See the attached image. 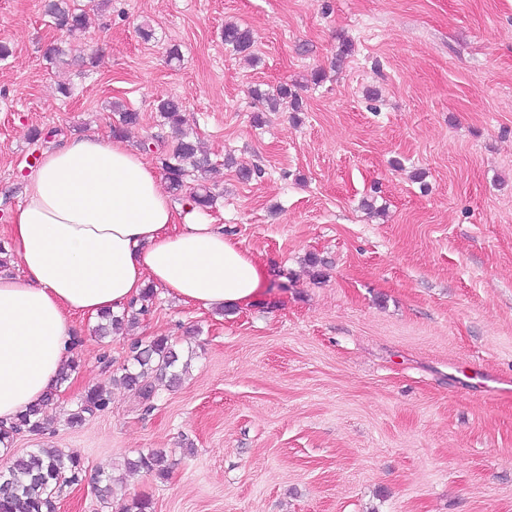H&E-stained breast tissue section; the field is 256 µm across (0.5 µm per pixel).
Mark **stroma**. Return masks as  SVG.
Masks as SVG:
<instances>
[{"label":"stroma","mask_w":512,"mask_h":512,"mask_svg":"<svg viewBox=\"0 0 512 512\" xmlns=\"http://www.w3.org/2000/svg\"><path fill=\"white\" fill-rule=\"evenodd\" d=\"M228 21L256 62L225 46ZM0 42L1 244L44 150L30 129L103 133L118 102L157 165L172 137L156 101L172 97L213 165L210 215L265 274L244 307L160 288L126 334L77 319L50 428L17 435L0 467L80 458L89 480L58 512H115L91 482L106 466L117 501L153 512H512V0H112L70 45L95 64L71 66L46 59L62 36L41 0H0ZM281 84L301 111L252 94ZM159 336L193 353L180 386L148 404L115 385L107 411L68 423ZM160 448L167 479L125 471Z\"/></svg>","instance_id":"35a3bbf8"}]
</instances>
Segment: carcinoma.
<instances>
[{"mask_svg": "<svg viewBox=\"0 0 512 512\" xmlns=\"http://www.w3.org/2000/svg\"><path fill=\"white\" fill-rule=\"evenodd\" d=\"M44 13L53 19L57 29L66 37L75 39L87 25V13L75 0H44ZM224 45L238 55L252 56L253 40L250 30L236 23L224 24ZM257 98L275 111L284 101H290L293 111L299 112L302 102L286 85L276 89L254 90ZM112 110L119 114V125L112 133H122V127L137 123L138 114L112 104ZM156 111L167 123L175 137V144L162 159V167L174 198L183 194L187 182H192L190 199L198 207L213 205L216 194L205 184L209 163L198 155L196 142L183 129V107L174 98L158 100ZM154 288L145 289L140 304H131L120 315L110 312L100 316L95 333L109 336L126 329V325L148 312L149 301ZM132 366L114 375L111 381L135 391L145 401L155 397V383L167 382L173 386L188 373L190 359H185L167 337H157L147 345L136 343L131 347ZM56 391L49 392L37 404L20 414L9 427H0V444L8 446L21 433L39 435L49 424L51 417L48 406L55 399ZM109 391L103 386L91 387L79 398L76 409L70 413L69 422L80 424L86 417L107 410ZM125 468L134 473L144 472L159 479H166L170 463L163 450H152L125 462ZM85 470L80 460L59 448H39L33 452L17 455L10 465L0 469V512H56L57 491L64 485H79L84 480Z\"/></svg>", "mask_w": 512, "mask_h": 512, "instance_id": "carcinoma-1", "label": "carcinoma"}]
</instances>
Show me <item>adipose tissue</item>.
I'll return each instance as SVG.
<instances>
[{"instance_id": "ef3b65f1", "label": "adipose tissue", "mask_w": 512, "mask_h": 512, "mask_svg": "<svg viewBox=\"0 0 512 512\" xmlns=\"http://www.w3.org/2000/svg\"><path fill=\"white\" fill-rule=\"evenodd\" d=\"M8 232L22 274H0L5 427L54 388L74 317L122 311L150 281L205 309L249 305L263 286L248 250L178 208L153 164L107 134L43 152Z\"/></svg>"}]
</instances>
